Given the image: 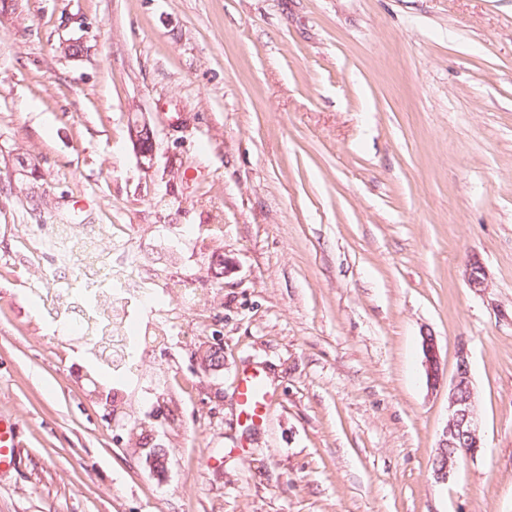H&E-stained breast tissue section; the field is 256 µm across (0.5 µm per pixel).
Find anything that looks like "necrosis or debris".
I'll use <instances>...</instances> for the list:
<instances>
[{
	"instance_id": "necrosis-or-debris-1",
	"label": "necrosis or debris",
	"mask_w": 512,
	"mask_h": 512,
	"mask_svg": "<svg viewBox=\"0 0 512 512\" xmlns=\"http://www.w3.org/2000/svg\"><path fill=\"white\" fill-rule=\"evenodd\" d=\"M64 257L78 263L82 274L76 283L78 297L86 304L85 312L72 318L73 329L91 336L98 362L117 376H127L138 367L141 347L163 345L167 333L137 335L131 332L126 310L150 299L137 264L129 257L101 254L95 238L78 235L64 228L55 229Z\"/></svg>"
}]
</instances>
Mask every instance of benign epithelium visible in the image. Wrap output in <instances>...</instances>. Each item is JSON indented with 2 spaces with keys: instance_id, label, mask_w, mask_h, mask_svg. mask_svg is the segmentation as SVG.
I'll list each match as a JSON object with an SVG mask.
<instances>
[{
  "instance_id": "1",
  "label": "benign epithelium",
  "mask_w": 512,
  "mask_h": 512,
  "mask_svg": "<svg viewBox=\"0 0 512 512\" xmlns=\"http://www.w3.org/2000/svg\"><path fill=\"white\" fill-rule=\"evenodd\" d=\"M128 132L140 166L144 169L152 168L156 152L152 126L147 120L137 118L129 122ZM465 279L474 291L487 287L486 272L479 258L470 259ZM422 340L426 383L430 390L435 391L443 383L437 340L430 333L422 336ZM460 444L468 448L470 455L482 448L470 363L463 351L458 354L456 370L448 388V420L440 436L433 463V477L436 481L444 483L453 474L458 461L454 449Z\"/></svg>"
}]
</instances>
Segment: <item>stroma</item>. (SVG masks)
I'll list each match as a JSON object with an SVG mask.
<instances>
[{"label":"stroma","mask_w":512,"mask_h":512,"mask_svg":"<svg viewBox=\"0 0 512 512\" xmlns=\"http://www.w3.org/2000/svg\"><path fill=\"white\" fill-rule=\"evenodd\" d=\"M19 154L39 208L10 186ZM42 224L154 275L131 319L171 326L138 352L165 390L100 376L115 420ZM462 349L483 451L440 483ZM247 366L277 394L250 433ZM0 415L19 441L0 512H512V0H0ZM128 132L136 149L140 166L143 169H151L156 152L155 133L152 126L146 119H132L128 125ZM422 340L426 383L430 390L435 391L439 389L443 383V371L441 368L437 340L431 333H426L422 336Z\"/></svg>","instance_id":"1"}]
</instances>
